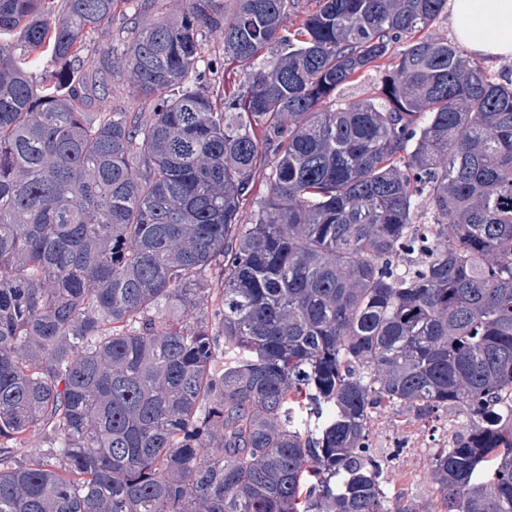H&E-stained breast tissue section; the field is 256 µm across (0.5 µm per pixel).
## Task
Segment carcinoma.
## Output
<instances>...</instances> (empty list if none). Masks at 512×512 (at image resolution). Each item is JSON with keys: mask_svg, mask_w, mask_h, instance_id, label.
Wrapping results in <instances>:
<instances>
[{"mask_svg": "<svg viewBox=\"0 0 512 512\" xmlns=\"http://www.w3.org/2000/svg\"><path fill=\"white\" fill-rule=\"evenodd\" d=\"M233 2L116 68L85 34L161 0H0V512H411L384 404L464 410L441 508L512 512V79L420 36L448 0ZM222 52L223 49L220 40L214 35L206 34V36L203 37L202 45L201 59L203 61L199 63V69L206 70L207 77H210L212 80H216L217 83L218 81H221L233 84L234 82L239 83V81H243V74L239 70L233 71L231 68L226 70L224 74L218 73L213 76L208 74L207 62L215 56L218 57V55L222 54ZM382 73L372 71L358 77L356 80L343 86L337 97L347 101H356L367 97L373 88L380 82ZM115 83V93L112 96V111L114 112H139L142 108V101L134 97L128 91L126 85L122 86V80Z\"/></svg>", "mask_w": 512, "mask_h": 512, "instance_id": "obj_1", "label": "carcinoma"}]
</instances>
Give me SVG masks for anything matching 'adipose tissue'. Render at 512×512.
Returning a JSON list of instances; mask_svg holds the SVG:
<instances>
[{
	"mask_svg": "<svg viewBox=\"0 0 512 512\" xmlns=\"http://www.w3.org/2000/svg\"><path fill=\"white\" fill-rule=\"evenodd\" d=\"M458 41L492 58L512 59V0H451Z\"/></svg>",
	"mask_w": 512,
	"mask_h": 512,
	"instance_id": "obj_1",
	"label": "adipose tissue"
}]
</instances>
